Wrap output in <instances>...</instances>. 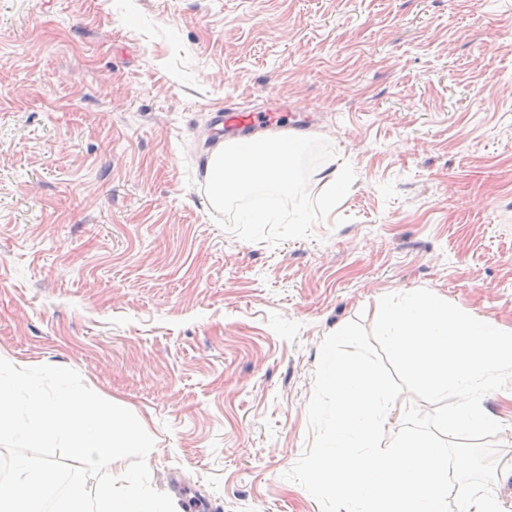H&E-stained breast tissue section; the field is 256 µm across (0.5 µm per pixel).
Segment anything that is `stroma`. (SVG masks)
Masks as SVG:
<instances>
[{"mask_svg": "<svg viewBox=\"0 0 512 512\" xmlns=\"http://www.w3.org/2000/svg\"><path fill=\"white\" fill-rule=\"evenodd\" d=\"M233 103L330 141L311 195L354 167L312 237L213 221ZM419 288L512 331V0H0V357L141 416L176 512H321L284 477L320 345Z\"/></svg>", "mask_w": 512, "mask_h": 512, "instance_id": "stroma-1", "label": "stroma"}]
</instances>
